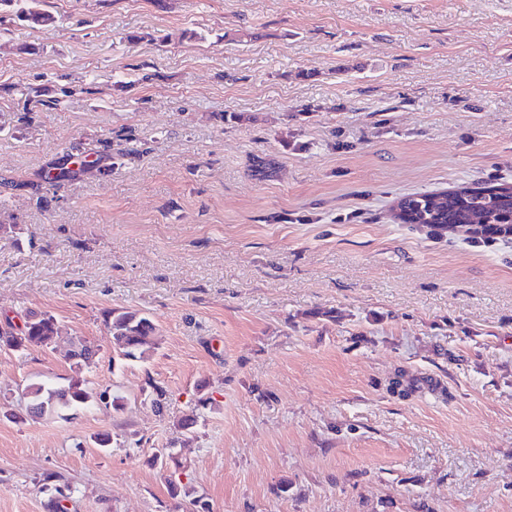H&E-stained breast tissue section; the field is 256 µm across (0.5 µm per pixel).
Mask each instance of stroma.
Wrapping results in <instances>:
<instances>
[{
  "mask_svg": "<svg viewBox=\"0 0 512 512\" xmlns=\"http://www.w3.org/2000/svg\"><path fill=\"white\" fill-rule=\"evenodd\" d=\"M41 7L0 27V329L54 315L123 408L13 422L70 363L0 349V512L61 482L67 512H172V480L208 512H512V234L394 218L512 183V0ZM122 308L147 360L113 359ZM40 0H0V5L17 6L16 16L34 26H49L54 16L39 8ZM105 326L118 360L144 361L155 348V327L138 311L114 309L107 315Z\"/></svg>",
  "mask_w": 512,
  "mask_h": 512,
  "instance_id": "1",
  "label": "stroma"
}]
</instances>
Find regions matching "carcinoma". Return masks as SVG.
<instances>
[{"label":"carcinoma","instance_id":"carcinoma-1","mask_svg":"<svg viewBox=\"0 0 512 512\" xmlns=\"http://www.w3.org/2000/svg\"><path fill=\"white\" fill-rule=\"evenodd\" d=\"M40 0H0V5L17 6L16 16L34 26H49L54 16L39 8ZM512 198V185L477 187L463 192L421 194L407 197L398 203L397 218L404 224H427L439 227L443 224H478L482 221L494 224L507 223L512 216V202L495 207V199ZM107 335L112 338L113 350L120 360L149 358L154 349L155 327L147 317L137 311L114 309L106 317ZM60 335L56 318L42 314L32 326L12 331H0V348L24 352L28 347H50ZM98 347L86 341L72 342L69 358L77 370L66 378V383L49 387L44 383H32L25 388L33 403H40L49 410L87 407L95 401L82 369L95 363Z\"/></svg>","mask_w":512,"mask_h":512}]
</instances>
